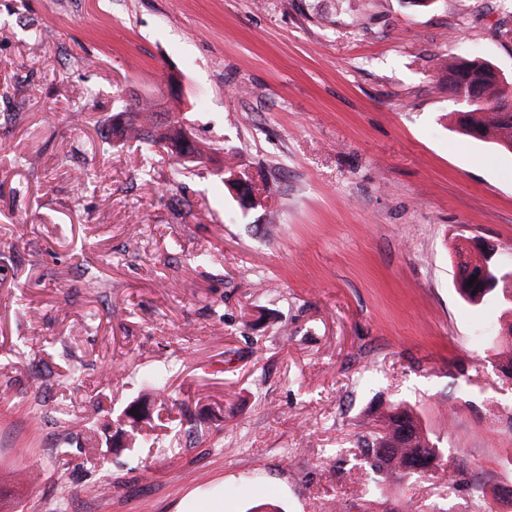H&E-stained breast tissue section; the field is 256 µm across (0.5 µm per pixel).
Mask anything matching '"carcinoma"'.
<instances>
[{"mask_svg": "<svg viewBox=\"0 0 512 512\" xmlns=\"http://www.w3.org/2000/svg\"><path fill=\"white\" fill-rule=\"evenodd\" d=\"M448 92L454 97L475 94L483 101L457 111L458 124L471 137L490 142L500 150L512 153V112L500 111L501 92L487 62L472 59L448 69ZM145 106L124 107L125 125L112 126V137L134 139L150 151L154 147L170 150L177 157L189 161L191 156H205L202 145L195 139H184L183 125L178 120L162 123L154 118L137 127V119ZM496 247L485 244L472 257L458 248L459 263L463 270L476 277L473 286L460 279L456 282L460 297L479 304L494 298L512 313V266L496 258ZM381 433L361 435L357 448L365 459L376 483L380 486L395 478H406L431 468L442 467L439 454L413 411L401 404L390 405L376 415Z\"/></svg>", "mask_w": 512, "mask_h": 512, "instance_id": "cac0c4a2", "label": "carcinoma"}]
</instances>
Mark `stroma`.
Listing matches in <instances>:
<instances>
[{
    "instance_id": "obj_1",
    "label": "stroma",
    "mask_w": 512,
    "mask_h": 512,
    "mask_svg": "<svg viewBox=\"0 0 512 512\" xmlns=\"http://www.w3.org/2000/svg\"><path fill=\"white\" fill-rule=\"evenodd\" d=\"M473 57L512 80V0H0V512H512L507 318L454 287L461 237L512 264V153L448 94ZM121 103L210 160L102 152ZM152 370L173 401L113 448ZM393 402L465 481L375 493Z\"/></svg>"
}]
</instances>
